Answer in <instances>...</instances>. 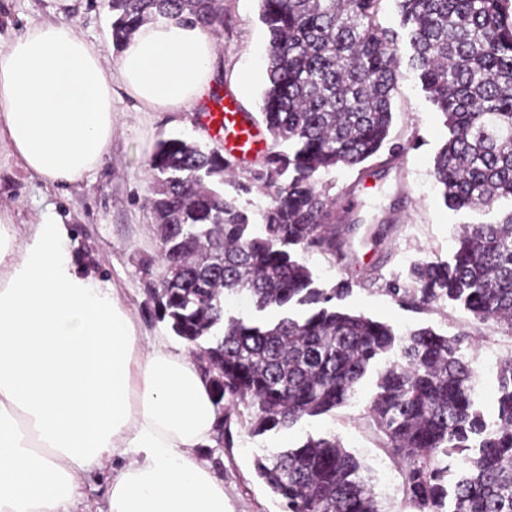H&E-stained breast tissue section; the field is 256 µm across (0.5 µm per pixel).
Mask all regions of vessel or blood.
Segmentation results:
<instances>
[{
    "label": "vessel or blood",
    "instance_id": "b4317fda",
    "mask_svg": "<svg viewBox=\"0 0 512 512\" xmlns=\"http://www.w3.org/2000/svg\"><path fill=\"white\" fill-rule=\"evenodd\" d=\"M209 134L221 142L224 152L235 156H251L265 145V134L257 129L249 113L226 104L220 92H213L202 107Z\"/></svg>",
    "mask_w": 512,
    "mask_h": 512
}]
</instances>
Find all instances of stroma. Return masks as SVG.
Here are the masks:
<instances>
[{
    "label": "stroma",
    "instance_id": "1",
    "mask_svg": "<svg viewBox=\"0 0 512 512\" xmlns=\"http://www.w3.org/2000/svg\"><path fill=\"white\" fill-rule=\"evenodd\" d=\"M54 0H0V48L29 23L48 19ZM221 25L211 38L216 65L213 83L237 101L242 111L259 115L265 82L268 35L258 18V0H223ZM82 35L101 45L103 64L113 67L118 55L112 44L109 0H76L71 11ZM392 98L391 144L402 152L391 165L374 168L358 178L355 172L333 170L320 175L336 202V223L349 229L351 249L346 259L311 249L302 258L314 271L320 287L340 280L352 284L340 307L400 328L429 326L448 336L466 332L463 356L479 365L482 348L500 359H512V335L494 325L479 324L465 310L438 302L425 308L398 302L385 290L387 282H409L414 263L448 259L462 225L483 221L484 213L454 211L445 206L433 175V157L446 138L443 119L425 100L415 72L401 66ZM249 85H242V78ZM112 148L103 168L82 184L61 194L30 180L24 169L0 146V212L27 223L51 212L70 224L92 268L118 288L130 309L140 336H160L179 344L166 322L156 318L143 282L140 261L156 258L152 219L144 208L148 168L158 141L186 136L211 145L199 108L149 112L131 98L120 82L112 84ZM253 155L235 168L234 182L225 184L227 198L260 223L271 203L269 191L254 186L241 193L236 183L249 181L260 166ZM376 370H369L347 404L315 418L262 435L250 431L245 408L230 413L232 437L223 446L200 451L202 461L224 479L230 512H283L279 500L257 478V456L292 447L307 436L333 434L359 461L360 475L372 487L380 512H415L402 489L403 463L385 448L367 416L376 391Z\"/></svg>",
    "mask_w": 512,
    "mask_h": 512
}]
</instances>
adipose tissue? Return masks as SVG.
I'll return each instance as SVG.
<instances>
[{
	"label": "adipose tissue",
	"mask_w": 512,
	"mask_h": 512,
	"mask_svg": "<svg viewBox=\"0 0 512 512\" xmlns=\"http://www.w3.org/2000/svg\"><path fill=\"white\" fill-rule=\"evenodd\" d=\"M0 50V145L30 178L66 192L112 146V81L156 112L196 106L214 45L198 27L143 25L115 69L65 17ZM67 224L18 230L0 213V512H70L82 482L117 459L106 512H228L224 480L200 461L218 410L186 351L143 346L110 281L88 272Z\"/></svg>",
	"instance_id": "adipose-tissue-1"
}]
</instances>
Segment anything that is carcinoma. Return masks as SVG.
<instances>
[{"label": "carcinoma", "mask_w": 512, "mask_h": 512, "mask_svg": "<svg viewBox=\"0 0 512 512\" xmlns=\"http://www.w3.org/2000/svg\"><path fill=\"white\" fill-rule=\"evenodd\" d=\"M512 0H394L399 29L382 23L383 0H259L269 40L261 116L273 141L262 168L238 190L274 189L263 224L224 195L234 163L199 142L160 141L149 161L145 205L160 270L145 265L154 314L205 360L215 405L244 406L251 431L288 428L344 405L383 356L368 417L405 461L403 490L416 512H512V361L498 372L497 430L485 434L461 354L466 334L399 330L336 307L351 283H316L301 254L336 253L335 203L319 175L369 171L382 156L399 75L398 30L409 65L444 118L433 173L445 204L492 211L512 202ZM112 42L122 49L159 18L216 31L219 0H111ZM411 283L386 291L422 308L443 301L512 334V208L468 224L446 260L418 262ZM231 297L247 316L226 315ZM305 308L300 316L290 314ZM280 309L265 320L261 313ZM465 451L453 494L440 455ZM361 465L334 435L256 459L255 472L285 512H380ZM450 506H445L446 498Z\"/></svg>", "instance_id": "cac0c4a2"}]
</instances>
